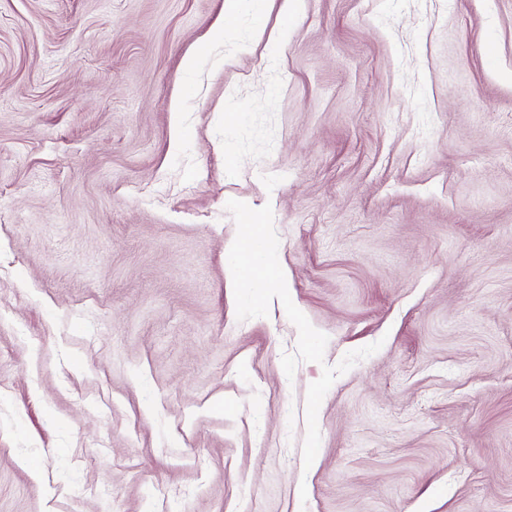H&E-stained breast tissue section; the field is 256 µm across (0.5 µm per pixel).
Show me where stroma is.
I'll use <instances>...</instances> for the list:
<instances>
[{
	"label": "stroma",
	"instance_id": "obj_1",
	"mask_svg": "<svg viewBox=\"0 0 512 512\" xmlns=\"http://www.w3.org/2000/svg\"><path fill=\"white\" fill-rule=\"evenodd\" d=\"M279 9L0 0V512H512V0ZM245 250L242 246H233L230 252V270L235 274L237 282L243 288H254L257 283L266 285L269 282L278 288L277 290L282 296L286 297L288 295V287L280 274L276 273L272 278H261L244 269L242 260Z\"/></svg>",
	"mask_w": 512,
	"mask_h": 512
}]
</instances>
